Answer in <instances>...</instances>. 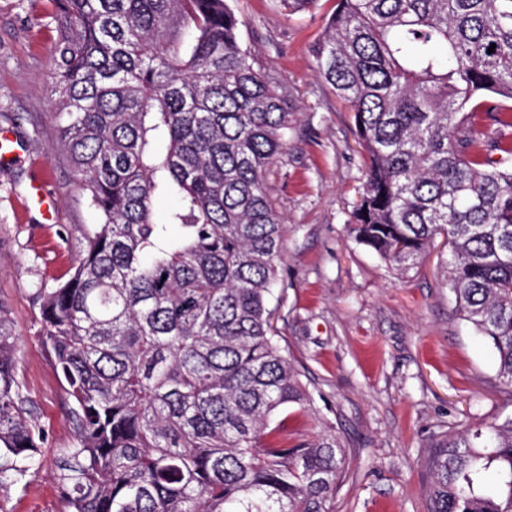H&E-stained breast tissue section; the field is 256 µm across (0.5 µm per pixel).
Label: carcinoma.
I'll return each mask as SVG.
<instances>
[{
    "mask_svg": "<svg viewBox=\"0 0 512 512\" xmlns=\"http://www.w3.org/2000/svg\"><path fill=\"white\" fill-rule=\"evenodd\" d=\"M53 2L58 145L99 217L69 279L33 292L73 402L65 512H331L335 432L285 448L274 425L313 405L268 307L286 95L226 0ZM311 52L364 151L350 233L401 275L446 237L455 307L511 390L512 166L493 155L512 157V0H337ZM159 196L174 201L161 221ZM15 350L0 301V485L44 440ZM427 466L428 512H512V416L442 434Z\"/></svg>",
    "mask_w": 512,
    "mask_h": 512,
    "instance_id": "carcinoma-1",
    "label": "carcinoma"
}]
</instances>
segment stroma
Here are the masks:
<instances>
[{
	"mask_svg": "<svg viewBox=\"0 0 512 512\" xmlns=\"http://www.w3.org/2000/svg\"><path fill=\"white\" fill-rule=\"evenodd\" d=\"M229 4L242 47L277 78L292 114L288 148L267 180L287 227L269 306L278 344L315 409L289 407L277 418L280 435L290 446L312 436L320 419L332 423L347 453L333 512H427L431 443L512 415V391L496 378L491 345L455 309L443 239L401 277L348 232L363 150L352 113L318 76L309 51L336 0L305 14L287 13L278 0ZM55 15L53 0H0V136L16 150L0 164V300L46 436L40 468L0 489V512H63L53 462L75 435L32 298L37 283L67 279L82 248L78 226L98 221L57 146ZM38 176L54 196L50 224L29 198Z\"/></svg>",
	"mask_w": 512,
	"mask_h": 512,
	"instance_id": "35a3bbf8",
	"label": "stroma"
}]
</instances>
